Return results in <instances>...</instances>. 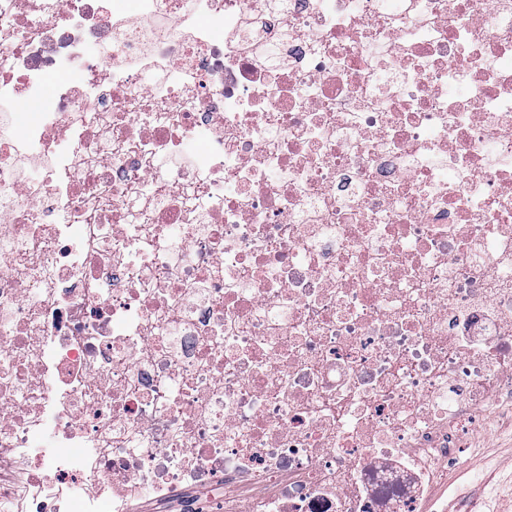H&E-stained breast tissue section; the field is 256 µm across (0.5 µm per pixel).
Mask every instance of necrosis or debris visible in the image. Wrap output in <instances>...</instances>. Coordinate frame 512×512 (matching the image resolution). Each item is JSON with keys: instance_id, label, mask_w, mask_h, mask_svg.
Wrapping results in <instances>:
<instances>
[{"instance_id": "1", "label": "necrosis or debris", "mask_w": 512, "mask_h": 512, "mask_svg": "<svg viewBox=\"0 0 512 512\" xmlns=\"http://www.w3.org/2000/svg\"><path fill=\"white\" fill-rule=\"evenodd\" d=\"M505 396L512 0H0V507L425 512Z\"/></svg>"}]
</instances>
